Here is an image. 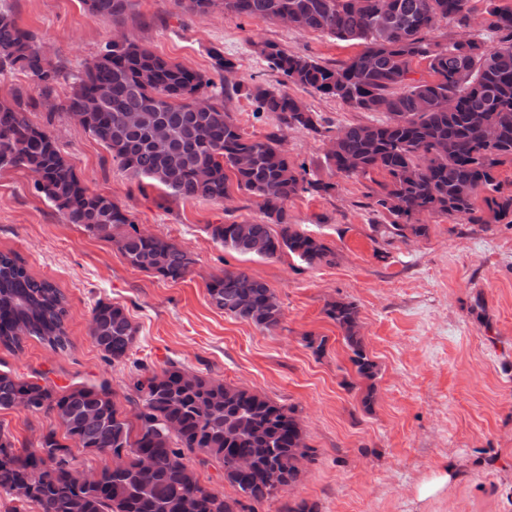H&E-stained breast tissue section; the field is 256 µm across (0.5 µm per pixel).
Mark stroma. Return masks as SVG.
I'll use <instances>...</instances> for the list:
<instances>
[{"mask_svg": "<svg viewBox=\"0 0 512 512\" xmlns=\"http://www.w3.org/2000/svg\"><path fill=\"white\" fill-rule=\"evenodd\" d=\"M0 1L64 76L50 103L29 112L30 122L56 138L90 191L112 197L138 228L170 239L193 260L176 282L135 269L115 242L69 223L35 191L25 169L0 170V252L15 253L30 274L61 290L69 338L62 350L33 338L17 349L0 346V370L56 387L105 381L123 407L138 374L161 371L173 360L296 408L316 456L291 496L318 503L321 512H512V224H468L435 213L422 218L427 235L373 242L372 225L387 217L372 206V182L336 173L325 155L334 132L383 122L385 113L283 85L259 53L270 41L336 64L359 52L357 42L221 9L191 13L175 0H130L119 25L92 18L82 0ZM118 31L207 76L210 49L223 51L243 87L223 104L248 137L279 128L273 114H256L245 87L287 89L316 112L322 134L279 131L290 163L306 166L331 188L291 199L288 221L329 246L334 263L309 267L287 254L266 259L225 248L212 239L210 225L261 221L257 198L237 190L223 203L173 197L153 181L131 177L74 120L51 116L52 105L71 90L67 74L95 58ZM236 269L275 292L280 328L262 330L211 304L207 283ZM338 300L357 306L364 344L379 366L368 411L360 389L347 387L357 379L350 352L324 313ZM101 301L124 307L138 329L134 347L119 361L104 358L89 335ZM478 303L483 312L475 311ZM311 337L325 339L324 354L308 347ZM57 426L51 414L0 410V429L19 448L37 447ZM443 471L447 482L420 497L419 486Z\"/></svg>", "mask_w": 512, "mask_h": 512, "instance_id": "35a3bbf8", "label": "stroma"}]
</instances>
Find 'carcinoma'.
Returning a JSON list of instances; mask_svg holds the SVG:
<instances>
[{
  "label": "carcinoma",
  "instance_id": "1",
  "mask_svg": "<svg viewBox=\"0 0 512 512\" xmlns=\"http://www.w3.org/2000/svg\"><path fill=\"white\" fill-rule=\"evenodd\" d=\"M83 3L91 17L120 24L129 0ZM224 10L262 22L277 20L286 10L298 29L362 41L358 54L335 66L269 42L260 46V54L289 83L355 109L387 113L382 124L340 130L326 155L328 167L348 177L386 176L372 198L390 223L371 225L375 234L388 242L424 236L428 225L412 218L425 212L459 216L469 224L506 219L512 224V192H505L499 179V168L512 164V8L485 0L495 47L471 38L443 43L431 36L439 20L468 27L469 0H224ZM416 58L428 62L433 79L409 78ZM12 71L29 77L47 98L54 92L56 69L38 51L34 36L9 10L0 9V75ZM230 87L240 90L170 63L124 36L83 64L59 108L80 116L84 130L131 176L150 179L176 197L222 202L233 176L238 189L260 199L266 221L210 224L213 240L245 256L273 259L288 253L309 266L333 263L335 252L288 223L287 211L288 200L309 190L326 192L330 185L296 170L277 133L263 140L245 136L218 102ZM245 94L257 112L275 115L278 128L319 131L316 113L287 91L253 85ZM35 107L19 89L0 101V169L40 172L35 190L69 223L112 239L137 269L172 281L185 278L192 263L187 252L140 233L112 198L83 186L55 138L28 120ZM207 291L217 309L263 330L282 323L273 290L244 269L224 270ZM324 312L340 330L357 377L366 382L360 403L367 411L375 401L379 369L360 334L359 311L351 302L336 301ZM65 315L59 288L29 274L17 255L0 252L1 345L18 348L33 337L63 350L69 343ZM93 321L92 340L104 357L124 358L137 338L125 309L101 302ZM133 388L130 415L117 406L105 381L58 390L1 371L0 410L26 399L31 412L53 414L64 433L59 437L50 430L38 447L26 449L15 447L0 429V494L41 512H255L254 505L279 495L267 482L268 472L293 487L302 473L299 459L312 456L297 410L248 389L174 362L138 377ZM76 450L123 452L127 465L121 472L103 467L98 482L88 485L73 464ZM58 452L67 456L64 467L49 464ZM188 452L199 453L202 467L219 464L239 497L226 498L199 481L189 485ZM242 455L252 460L248 472L237 467ZM145 459L151 467L148 487L141 490L137 482ZM29 468L42 471L35 493L24 490Z\"/></svg>",
  "mask_w": 512,
  "mask_h": 512
}]
</instances>
